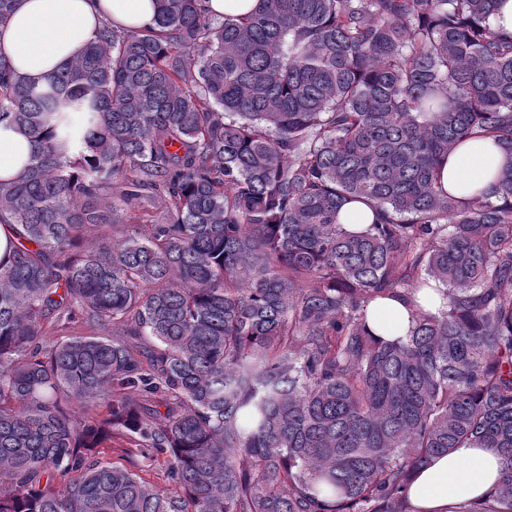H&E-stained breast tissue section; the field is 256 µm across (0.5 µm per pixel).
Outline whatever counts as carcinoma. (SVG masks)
<instances>
[{"label": "carcinoma", "mask_w": 512, "mask_h": 512, "mask_svg": "<svg viewBox=\"0 0 512 512\" xmlns=\"http://www.w3.org/2000/svg\"><path fill=\"white\" fill-rule=\"evenodd\" d=\"M206 2L157 0L40 84L0 59V124L36 147L0 181V512H411L453 448L505 469L448 512H512V163L441 186L463 142L512 160L499 0ZM434 283L440 313L368 330ZM116 432L182 494L89 460ZM259 4V0H209L207 6L213 14H217V18L224 17L225 13L240 14L255 9ZM373 213L369 206L363 203L346 205L341 212L340 224L347 229H362L371 223ZM412 309L400 298L378 299L367 308V323L374 336L384 339L405 337L412 325Z\"/></svg>", "instance_id": "cac0c4a2"}]
</instances>
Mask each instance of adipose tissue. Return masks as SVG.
Returning <instances> with one entry per match:
<instances>
[{"label": "adipose tissue", "instance_id": "adipose-tissue-1", "mask_svg": "<svg viewBox=\"0 0 512 512\" xmlns=\"http://www.w3.org/2000/svg\"><path fill=\"white\" fill-rule=\"evenodd\" d=\"M156 13L155 0H15L11 16L0 25V57L17 75L39 82L77 57L103 25L149 27ZM32 151L23 133L0 124V179L18 176ZM506 163V156L488 143L458 145L448 154L441 174L443 187L468 195L486 186ZM416 304L435 313L443 300L430 289L419 293ZM413 305L399 298L370 303L369 330L385 339L406 336ZM502 469V458L487 448H456L435 456L409 487L413 512H447L449 505L484 496L495 490Z\"/></svg>", "mask_w": 512, "mask_h": 512}]
</instances>
